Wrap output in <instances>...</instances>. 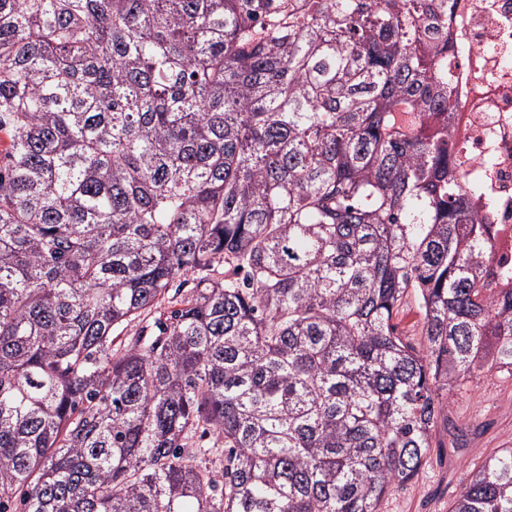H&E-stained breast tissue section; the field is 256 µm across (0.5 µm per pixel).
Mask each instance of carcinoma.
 <instances>
[{
  "label": "carcinoma",
  "instance_id": "carcinoma-1",
  "mask_svg": "<svg viewBox=\"0 0 512 512\" xmlns=\"http://www.w3.org/2000/svg\"><path fill=\"white\" fill-rule=\"evenodd\" d=\"M454 2L0 0V512H380L512 375Z\"/></svg>",
  "mask_w": 512,
  "mask_h": 512
}]
</instances>
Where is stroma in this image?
I'll use <instances>...</instances> for the list:
<instances>
[{"label":"stroma","mask_w":512,"mask_h":512,"mask_svg":"<svg viewBox=\"0 0 512 512\" xmlns=\"http://www.w3.org/2000/svg\"><path fill=\"white\" fill-rule=\"evenodd\" d=\"M512 444V377L484 373L449 396L426 461L407 485L393 490L383 512H448L471 475Z\"/></svg>","instance_id":"1"}]
</instances>
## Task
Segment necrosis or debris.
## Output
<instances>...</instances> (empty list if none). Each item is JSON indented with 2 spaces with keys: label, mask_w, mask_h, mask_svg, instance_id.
<instances>
[{
  "label": "necrosis or debris",
  "mask_w": 512,
  "mask_h": 512,
  "mask_svg": "<svg viewBox=\"0 0 512 512\" xmlns=\"http://www.w3.org/2000/svg\"><path fill=\"white\" fill-rule=\"evenodd\" d=\"M448 42L459 102L453 162L490 229L488 276L512 288V0H458Z\"/></svg>",
  "instance_id": "1"
}]
</instances>
